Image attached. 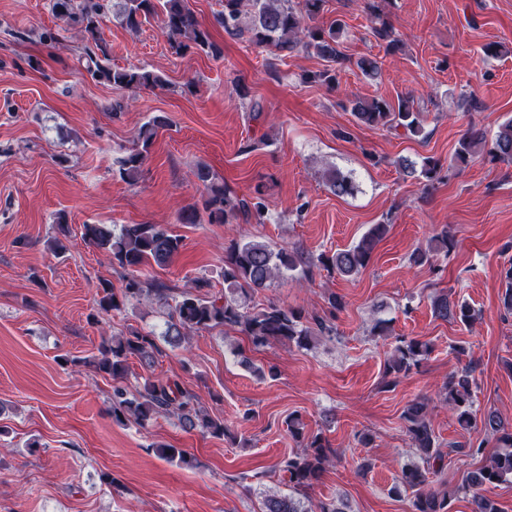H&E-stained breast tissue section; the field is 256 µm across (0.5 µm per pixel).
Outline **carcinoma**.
<instances>
[{"label":"carcinoma","mask_w":512,"mask_h":512,"mask_svg":"<svg viewBox=\"0 0 512 512\" xmlns=\"http://www.w3.org/2000/svg\"><path fill=\"white\" fill-rule=\"evenodd\" d=\"M52 11L64 20L74 36L85 42L79 58L85 71L93 78L114 86L137 91L163 85L162 78L144 69L112 68L109 45L101 38L99 28L104 17L111 13L131 29L143 21L159 16L168 35L170 46L177 55L203 53L219 57L221 47L203 28L190 8L189 0H51ZM325 0H222L218 22L224 33L231 38L245 41L257 47L269 46L283 59L304 49L325 62L322 69L306 77L310 83L325 85L331 89L339 85V74L344 56L340 39L345 24L336 19L329 24L316 22L323 11ZM375 20L372 34L387 52L401 50L405 39L380 14L379 6H371ZM356 66L369 81L381 77L378 60L361 57ZM350 112L358 122L372 127L403 129L408 135L423 132L422 115L411 97L402 96L391 103L382 98H349ZM167 123L158 115L142 126L137 135V148L121 161L119 176L134 183L141 174L145 154L153 144L160 128ZM485 154L493 160L512 162V118L503 122L495 137L488 141L478 133H472L458 143L453 160L466 163L477 154ZM405 175L430 182L438 173V163L431 157L416 162L407 158L398 160ZM196 177L206 194L202 201L209 222L231 224L244 217L260 221L266 206L261 198H240L224 185L209 167H198ZM323 177L330 190L338 195H348L353 190L351 178L329 168ZM389 225L374 224L353 245L331 255L321 254L314 258L301 252L279 250L277 252L259 240L235 242L224 254V294L200 295L191 290L175 297L162 281L148 275L146 269L156 265L164 267L178 256L184 247L183 238L163 224H124L116 231L110 224L83 225V240L90 246L107 253L112 264L127 271L124 287L115 293L104 285L97 292L99 311H119L125 304L145 295H154L168 303V320L164 333L173 345L186 339L190 332L199 329L235 328L247 338L255 349L273 344H294L309 348L321 336L333 332L329 321L318 314L304 317L293 308L270 303L264 307L247 308L238 301L239 295L263 288L285 272L308 275L312 268L322 265L344 278L358 275L369 264L377 244L388 232ZM454 247V238L444 230L431 237L426 246L419 247L410 257L415 265L432 264L435 256L447 255ZM433 316L442 321L453 320L469 324L475 310L465 301L454 299L446 293L438 294L431 301ZM157 346L149 334L131 331L123 336L102 340L96 361V370L113 381L112 420L120 425L128 421L145 424L161 415H173L187 429L204 434L224 436L227 429L224 420L204 412L196 394L184 388L178 381L149 376L143 385L133 392L123 386L128 375V360L137 357L147 367L152 366ZM427 341L406 336L394 338L391 355L385 362V376L389 377L385 388L395 386L397 378L407 376L418 369L432 353ZM472 371L464 368L448 376L441 394L443 401L456 413L459 424L476 433L492 436L500 451L482 467L470 472L464 489L471 493L472 512H500L495 500L480 494L486 485L512 479V425L503 421L490 409L478 420L472 416ZM407 434L419 461L405 464L398 484L391 492L411 493L410 512H448L449 491L427 488L430 471L443 468L444 454L428 417V405L413 402L402 414ZM287 426L294 438L304 442L302 449L292 451L278 462L279 471L288 476L291 493L267 496L263 512H345L344 500L320 501L305 504L299 495L317 482L327 467L333 465L336 450L320 433L306 436L299 417H288ZM484 452V440L448 444V453L478 456ZM156 453L170 463L190 465V461L178 448L156 445Z\"/></svg>","instance_id":"cac0c4a2"}]
</instances>
